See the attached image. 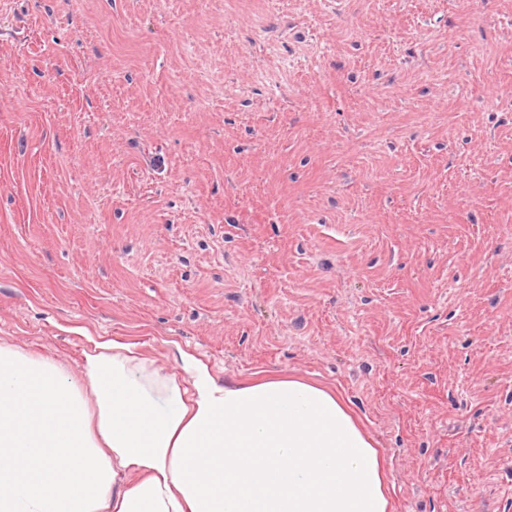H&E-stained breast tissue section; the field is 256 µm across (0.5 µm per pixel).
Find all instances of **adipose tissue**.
<instances>
[{"instance_id":"ef3b65f1","label":"adipose tissue","mask_w":512,"mask_h":512,"mask_svg":"<svg viewBox=\"0 0 512 512\" xmlns=\"http://www.w3.org/2000/svg\"><path fill=\"white\" fill-rule=\"evenodd\" d=\"M186 381L99 338L81 380L0 342V512H391L381 454L340 396L292 376Z\"/></svg>"}]
</instances>
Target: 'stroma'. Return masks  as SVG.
I'll use <instances>...</instances> for the list:
<instances>
[{"mask_svg":"<svg viewBox=\"0 0 512 512\" xmlns=\"http://www.w3.org/2000/svg\"><path fill=\"white\" fill-rule=\"evenodd\" d=\"M331 386L393 512H512V0H0V341Z\"/></svg>","mask_w":512,"mask_h":512,"instance_id":"stroma-1","label":"stroma"}]
</instances>
